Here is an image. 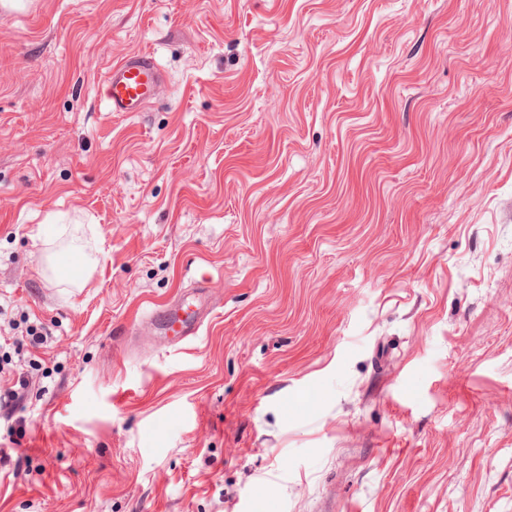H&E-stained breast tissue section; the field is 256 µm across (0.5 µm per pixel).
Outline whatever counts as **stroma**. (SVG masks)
<instances>
[{"label": "stroma", "mask_w": 512, "mask_h": 512, "mask_svg": "<svg viewBox=\"0 0 512 512\" xmlns=\"http://www.w3.org/2000/svg\"><path fill=\"white\" fill-rule=\"evenodd\" d=\"M1 357L0 512H512V0L0 8ZM104 86L110 111L140 112L155 95L162 75L145 53H130L109 70ZM163 325L168 332L173 334V344L177 345L198 336L202 320L198 312L195 311L194 315L187 314L181 317L176 309L158 312Z\"/></svg>", "instance_id": "obj_1"}]
</instances>
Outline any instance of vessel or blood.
I'll return each instance as SVG.
<instances>
[{"mask_svg": "<svg viewBox=\"0 0 512 512\" xmlns=\"http://www.w3.org/2000/svg\"><path fill=\"white\" fill-rule=\"evenodd\" d=\"M161 82L162 75L150 56L128 54L104 79L108 106L114 112L141 111ZM159 317L178 344L198 336L202 326L199 315L182 316L173 309L160 312Z\"/></svg>", "mask_w": 512, "mask_h": 512, "instance_id": "obj_1", "label": "vessel or blood"}]
</instances>
